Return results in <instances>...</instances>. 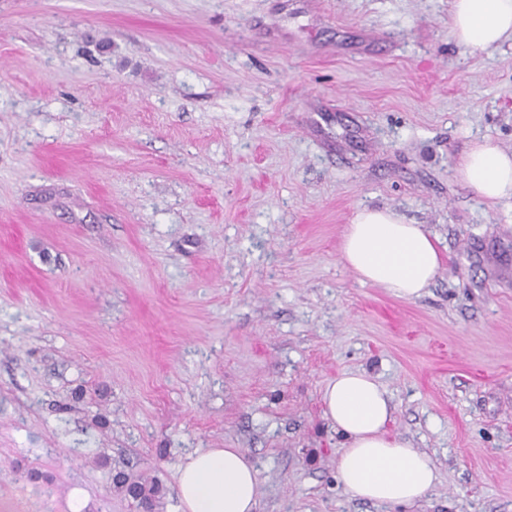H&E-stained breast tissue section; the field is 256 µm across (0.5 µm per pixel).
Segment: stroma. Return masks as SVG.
I'll return each mask as SVG.
<instances>
[{
    "label": "stroma",
    "instance_id": "stroma-1",
    "mask_svg": "<svg viewBox=\"0 0 512 512\" xmlns=\"http://www.w3.org/2000/svg\"><path fill=\"white\" fill-rule=\"evenodd\" d=\"M451 0H0V512H139L111 467L240 448L257 512H512V199L458 180L512 151V43ZM425 225L416 300L339 258L357 210ZM375 376L439 481L350 498L323 415ZM448 33L471 53L512 42V0H452ZM456 172L465 187L488 203L512 198V153L490 140L466 145L457 157Z\"/></svg>",
    "mask_w": 512,
    "mask_h": 512
}]
</instances>
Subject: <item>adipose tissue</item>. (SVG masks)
<instances>
[{"mask_svg":"<svg viewBox=\"0 0 512 512\" xmlns=\"http://www.w3.org/2000/svg\"><path fill=\"white\" fill-rule=\"evenodd\" d=\"M450 38L469 51L512 42V0H451ZM459 181L478 198H512V153L492 141L473 142L459 153ZM340 258L360 282L415 300L436 280L442 255L430 232L389 208H363L347 225ZM324 416L345 445L336 471L353 499L386 505L423 500L438 480L429 457L390 432L395 405L371 374L347 371L326 385ZM257 472L238 448H206L178 469L180 512H256Z\"/></svg>","mask_w":512,"mask_h":512,"instance_id":"ef3b65f1","label":"adipose tissue"}]
</instances>
